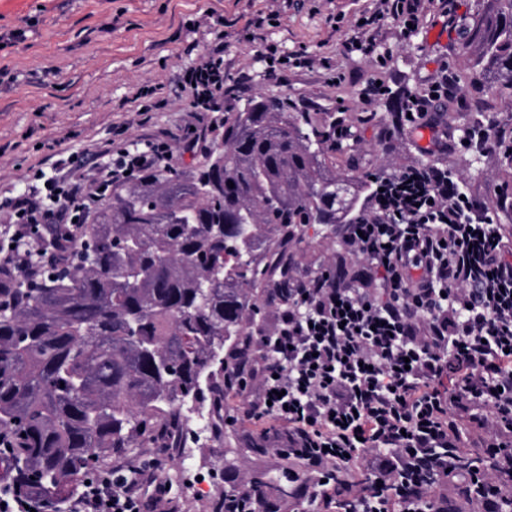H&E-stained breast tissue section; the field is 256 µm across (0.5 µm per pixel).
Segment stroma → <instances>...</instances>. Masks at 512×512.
<instances>
[{"mask_svg": "<svg viewBox=\"0 0 512 512\" xmlns=\"http://www.w3.org/2000/svg\"><path fill=\"white\" fill-rule=\"evenodd\" d=\"M458 3L456 27L435 11L407 36L388 21L376 34L375 52L366 54L345 49L343 42L360 14L376 9L375 0H0V245L10 240L9 200L35 184L39 172H50L56 153L105 165L101 150L113 128H122L129 145L167 134L174 169L202 162V152L185 149L200 122L181 77L218 42L230 89L222 112L238 111L252 94L306 101L314 112L358 118L365 149L351 163L353 172L378 169L391 176L431 164L446 169L478 201L494 203L500 189L512 195V175L498 151L430 154L419 146L414 125L394 123L393 92L424 87L444 66L468 101L488 100L492 123L512 128V99L492 95L481 83L465 46L462 25L474 0ZM271 11L279 14L275 25L251 26V19ZM268 45L282 56L328 58L333 68L273 69L260 55ZM336 69L346 75L339 84L332 81ZM374 78L387 92L365 97ZM144 87L153 88L154 107L142 117L135 97ZM468 101L453 116L434 108L427 119L462 137L471 124ZM342 233L339 224L307 227L295 270L337 272ZM246 411L245 404L226 400L219 424L206 430L207 444L143 480L144 512H155L159 482L167 487V512H215L239 482L282 474L287 459L269 450L253 453L258 435L245 421Z\"/></svg>", "mask_w": 512, "mask_h": 512, "instance_id": "1", "label": "stroma"}]
</instances>
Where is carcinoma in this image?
<instances>
[{
	"label": "carcinoma",
	"mask_w": 512,
	"mask_h": 512,
	"mask_svg": "<svg viewBox=\"0 0 512 512\" xmlns=\"http://www.w3.org/2000/svg\"><path fill=\"white\" fill-rule=\"evenodd\" d=\"M469 44L511 97L512 0H479ZM340 124L251 95L201 165L113 189L64 264L37 280L0 266V435L29 491L66 512L106 459L175 448L188 404L222 409L217 354L245 350L255 293L287 277L299 229L351 223L385 179L348 172L360 136L336 143ZM257 486L271 502L294 494L286 477Z\"/></svg>",
	"instance_id": "obj_1"
}]
</instances>
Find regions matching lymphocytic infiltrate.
I'll return each mask as SVG.
<instances>
[{"instance_id":"f902f5d3","label":"lymphocytic infiltrate","mask_w":512,"mask_h":512,"mask_svg":"<svg viewBox=\"0 0 512 512\" xmlns=\"http://www.w3.org/2000/svg\"><path fill=\"white\" fill-rule=\"evenodd\" d=\"M348 45L370 48L382 21L420 25L424 0H379ZM204 124L224 125V48L183 77ZM94 173L47 178L11 202L13 247L0 263L31 275L37 230L75 231L105 193L168 163L166 141L112 146ZM512 207L462 197L446 170L382 180L342 242L361 266L351 276L289 274L277 321L232 370L228 390L261 435L287 440L300 497L318 512H448L445 487L465 490L470 512H512V234L490 215ZM482 429L494 458L459 464L458 413ZM370 480H343L350 466ZM397 491V499L382 490ZM141 489L121 465L90 478L71 512H142Z\"/></svg>"}]
</instances>
